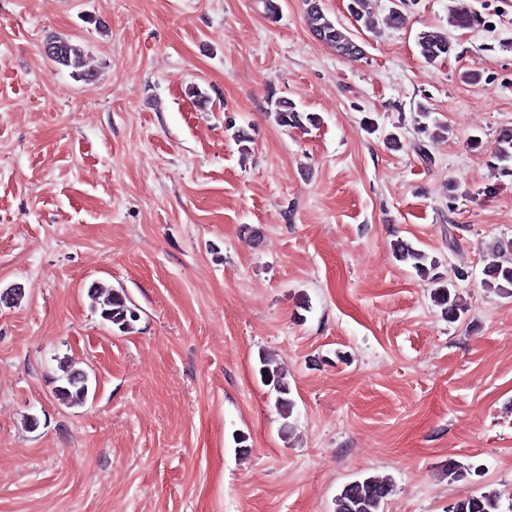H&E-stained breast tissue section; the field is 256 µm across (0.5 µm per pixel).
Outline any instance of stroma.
Segmentation results:
<instances>
[{
	"instance_id": "stroma-1",
	"label": "stroma",
	"mask_w": 512,
	"mask_h": 512,
	"mask_svg": "<svg viewBox=\"0 0 512 512\" xmlns=\"http://www.w3.org/2000/svg\"><path fill=\"white\" fill-rule=\"evenodd\" d=\"M457 1L370 29L321 0L351 60L304 0H0V291L24 290L0 306V512H334L370 475L395 484L384 512L486 486L512 505V298L483 286L512 239V179L490 166L512 0H465L472 29L449 26ZM424 32L448 34L447 60L424 62ZM50 34L84 67L51 61ZM278 99L316 125L278 124ZM400 239L459 294L457 321ZM95 283L126 294L130 330ZM66 367L84 404L54 394ZM452 461L480 472L452 481ZM306 4L312 31L321 42L329 45L340 56L349 59L358 58L363 53L361 46L348 31L325 15L321 1L306 0ZM394 250L396 252V256L401 261H411L412 267L419 273L422 277H429V280L432 282H439L441 277H439L438 273H434L437 269L436 261L431 260L428 266V255L418 249H415L410 243L405 242L403 240L397 241L394 243ZM90 296L95 302L99 303L101 317L117 326L119 330H128L131 327V322L135 321L136 314L127 304L128 299L123 292L112 288L106 289L100 285H92ZM100 297H103L101 302ZM263 371H266V375H263ZM259 372L263 383H265V385L267 386L272 387V390H274V392L276 393V406L284 414H289L293 407V402L288 397L290 393V388L288 386V382L285 381V377H283L279 369L272 367V362L267 358H263L261 360V367Z\"/></svg>"
}]
</instances>
